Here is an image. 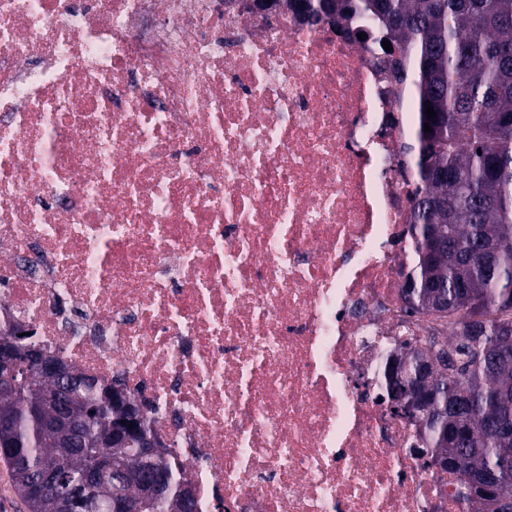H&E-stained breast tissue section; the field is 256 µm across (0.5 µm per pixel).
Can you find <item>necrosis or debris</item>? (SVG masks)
<instances>
[{
  "instance_id": "necrosis-or-debris-1",
  "label": "necrosis or debris",
  "mask_w": 512,
  "mask_h": 512,
  "mask_svg": "<svg viewBox=\"0 0 512 512\" xmlns=\"http://www.w3.org/2000/svg\"><path fill=\"white\" fill-rule=\"evenodd\" d=\"M0 0V332L120 387L196 512H466L381 401L420 336L379 26Z\"/></svg>"
}]
</instances>
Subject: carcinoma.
<instances>
[{"label":"carcinoma","mask_w":512,"mask_h":512,"mask_svg":"<svg viewBox=\"0 0 512 512\" xmlns=\"http://www.w3.org/2000/svg\"><path fill=\"white\" fill-rule=\"evenodd\" d=\"M309 19L374 17L391 51L378 67L401 85L412 112L403 150L413 160L416 259L403 288L404 313L436 316L426 357L419 435L440 465L456 474L454 497L468 512L512 502V0H300ZM434 109L429 118L424 107ZM431 131H423V124ZM65 385L33 364L17 373L22 395L0 396V461L28 512H67L64 491L88 464L86 451L112 463L114 490L138 499L163 472L167 492L145 512H189L193 502L165 453L141 456L142 422L123 430L114 388L94 393ZM72 404L78 435L53 427L49 399ZM43 472L59 483L39 497L29 487Z\"/></svg>","instance_id":"obj_1"}]
</instances>
